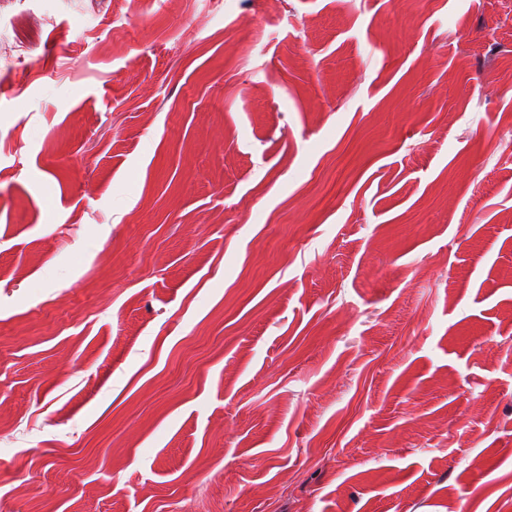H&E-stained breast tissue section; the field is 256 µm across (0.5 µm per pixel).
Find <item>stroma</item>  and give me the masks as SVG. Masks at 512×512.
Returning a JSON list of instances; mask_svg holds the SVG:
<instances>
[{"mask_svg":"<svg viewBox=\"0 0 512 512\" xmlns=\"http://www.w3.org/2000/svg\"><path fill=\"white\" fill-rule=\"evenodd\" d=\"M1 496L504 512L512 0H0Z\"/></svg>","mask_w":512,"mask_h":512,"instance_id":"1","label":"stroma"}]
</instances>
